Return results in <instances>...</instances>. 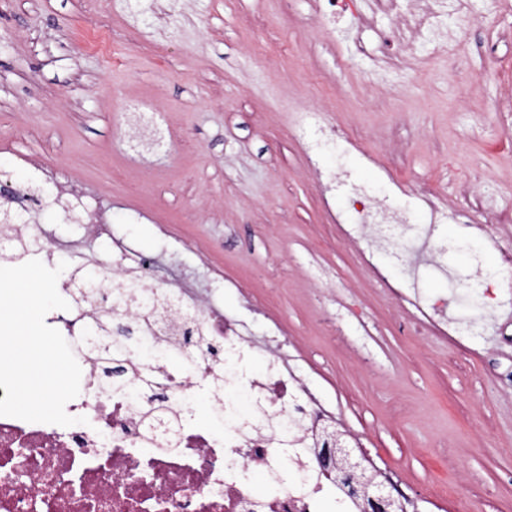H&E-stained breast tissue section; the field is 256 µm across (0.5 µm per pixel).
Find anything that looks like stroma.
I'll use <instances>...</instances> for the list:
<instances>
[{"mask_svg":"<svg viewBox=\"0 0 512 512\" xmlns=\"http://www.w3.org/2000/svg\"><path fill=\"white\" fill-rule=\"evenodd\" d=\"M0 0V176L103 210L152 263V282L234 321L263 373L282 360L370 467L415 512H512V300L508 333L464 342L416 331L378 272L427 304L474 266L512 287V226L497 245L434 221L414 187L487 224L512 207V0ZM108 52L82 48L90 17ZM158 109L160 135L123 118ZM338 134L324 136L325 124ZM388 200L433 231L443 274L402 278L395 258L345 238L352 195ZM70 269L115 258L92 224L41 212ZM374 370H365L363 357Z\"/></svg>","mask_w":512,"mask_h":512,"instance_id":"35a3bbf8","label":"stroma"}]
</instances>
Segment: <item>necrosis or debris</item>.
Instances as JSON below:
<instances>
[{"mask_svg":"<svg viewBox=\"0 0 512 512\" xmlns=\"http://www.w3.org/2000/svg\"><path fill=\"white\" fill-rule=\"evenodd\" d=\"M160 381L169 412L151 400L131 409L100 391L90 373V400L77 403L87 424L0 416V512H323L331 476L312 451L289 447L281 428L297 414L315 426L309 393L281 367L255 380L236 371L224 398V435L197 427L189 385L170 368ZM252 403L243 426L241 400ZM273 481L254 494L253 474Z\"/></svg>","mask_w":512,"mask_h":512,"instance_id":"necrosis-or-debris-1","label":"necrosis or debris"}]
</instances>
